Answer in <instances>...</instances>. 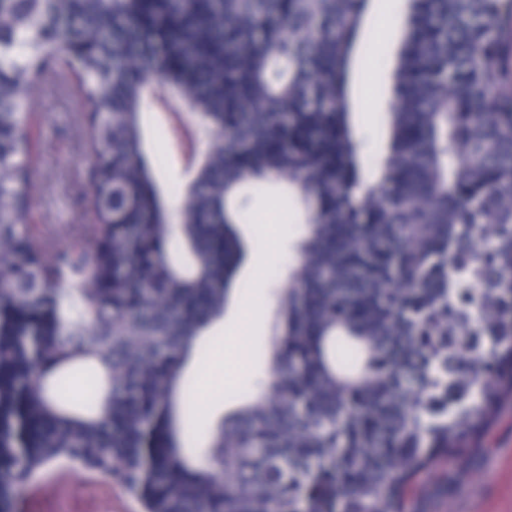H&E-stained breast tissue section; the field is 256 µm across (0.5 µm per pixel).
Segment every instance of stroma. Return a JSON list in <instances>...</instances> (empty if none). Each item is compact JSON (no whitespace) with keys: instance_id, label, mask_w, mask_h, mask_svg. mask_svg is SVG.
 <instances>
[{"instance_id":"35a3bbf8","label":"stroma","mask_w":512,"mask_h":512,"mask_svg":"<svg viewBox=\"0 0 512 512\" xmlns=\"http://www.w3.org/2000/svg\"><path fill=\"white\" fill-rule=\"evenodd\" d=\"M376 22L372 41L389 54L401 47L408 6L405 0H370ZM392 74L365 73L361 57L350 70L351 123L357 136L383 147L388 143L387 100ZM29 108L37 115L35 145L39 155L33 175L30 220L50 251L86 242L94 218L87 205L88 132L74 110L70 89L46 84L37 88ZM238 204L254 209L257 224L238 232L245 252L238 277L252 283L251 296H231L223 319L210 331L204 364L189 363L205 402L203 418L216 423L239 407L244 396L257 392L267 375L250 346L241 341L242 328L252 337H266L277 289L288 285V259L306 233L296 211L284 210L279 194L256 200L241 192ZM419 512H512V406H505L480 441L479 450L459 460L447 482L431 475L418 505Z\"/></svg>"}]
</instances>
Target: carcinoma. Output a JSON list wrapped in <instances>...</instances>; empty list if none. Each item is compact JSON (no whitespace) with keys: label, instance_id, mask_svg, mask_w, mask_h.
I'll list each match as a JSON object with an SVG mask.
<instances>
[{"label":"carcinoma","instance_id":"carcinoma-1","mask_svg":"<svg viewBox=\"0 0 512 512\" xmlns=\"http://www.w3.org/2000/svg\"><path fill=\"white\" fill-rule=\"evenodd\" d=\"M367 3L0 0V512L59 466L145 512H416L512 404V0H410L384 156L350 123ZM50 78L77 80L96 220L51 258L25 223ZM161 85L201 160L170 122L146 148ZM174 150L194 175L165 186ZM281 184L310 229L268 378L209 426L186 368L244 292L235 196Z\"/></svg>","mask_w":512,"mask_h":512}]
</instances>
